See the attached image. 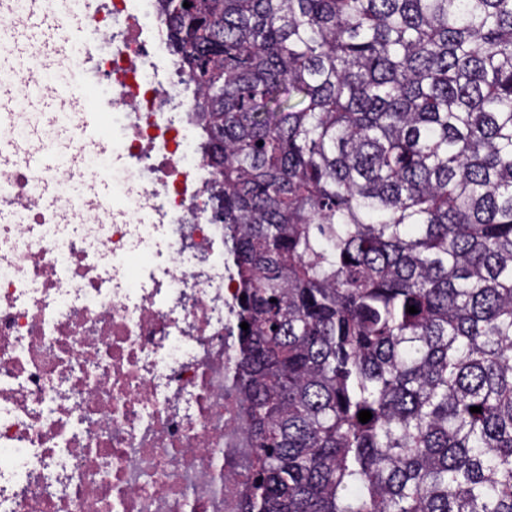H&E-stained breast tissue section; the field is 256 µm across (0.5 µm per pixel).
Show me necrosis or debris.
I'll return each mask as SVG.
<instances>
[{
    "mask_svg": "<svg viewBox=\"0 0 512 512\" xmlns=\"http://www.w3.org/2000/svg\"><path fill=\"white\" fill-rule=\"evenodd\" d=\"M98 39L112 136L105 161L70 142L51 176L0 165V512H239L246 434L229 327L215 179L191 120L194 87L157 0H76ZM74 89L58 122L15 114L0 137L30 151L83 117ZM112 180V199L85 183Z\"/></svg>",
    "mask_w": 512,
    "mask_h": 512,
    "instance_id": "obj_1",
    "label": "necrosis or debris"
}]
</instances>
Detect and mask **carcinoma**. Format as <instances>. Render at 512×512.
Returning <instances> with one entry per match:
<instances>
[{"mask_svg": "<svg viewBox=\"0 0 512 512\" xmlns=\"http://www.w3.org/2000/svg\"><path fill=\"white\" fill-rule=\"evenodd\" d=\"M159 6L237 283L240 512H512V0Z\"/></svg>", "mask_w": 512, "mask_h": 512, "instance_id": "1", "label": "carcinoma"}]
</instances>
